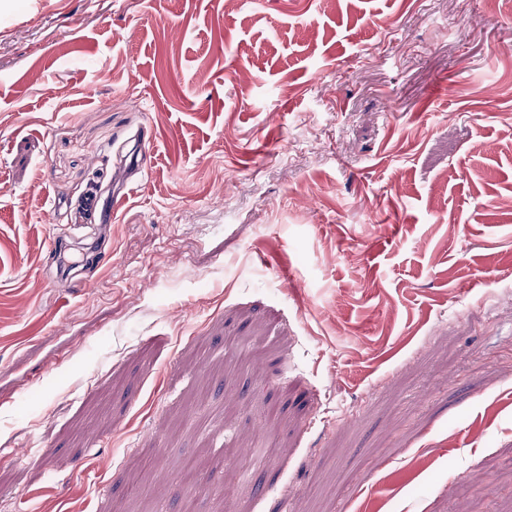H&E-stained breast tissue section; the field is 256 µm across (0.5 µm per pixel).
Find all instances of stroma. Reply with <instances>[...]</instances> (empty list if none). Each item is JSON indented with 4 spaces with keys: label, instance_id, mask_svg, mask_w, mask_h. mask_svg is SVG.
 Returning a JSON list of instances; mask_svg holds the SVG:
<instances>
[{
    "label": "stroma",
    "instance_id": "1",
    "mask_svg": "<svg viewBox=\"0 0 512 512\" xmlns=\"http://www.w3.org/2000/svg\"><path fill=\"white\" fill-rule=\"evenodd\" d=\"M510 287L512 0H0L11 512H512Z\"/></svg>",
    "mask_w": 512,
    "mask_h": 512
}]
</instances>
